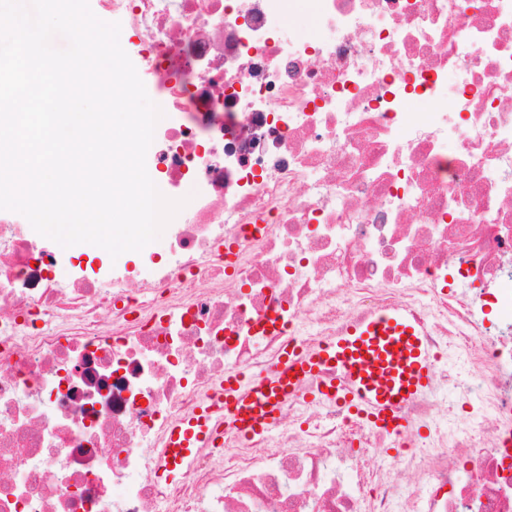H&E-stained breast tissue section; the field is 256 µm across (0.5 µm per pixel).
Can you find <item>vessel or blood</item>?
<instances>
[{
    "label": "vessel or blood",
    "mask_w": 512,
    "mask_h": 512,
    "mask_svg": "<svg viewBox=\"0 0 512 512\" xmlns=\"http://www.w3.org/2000/svg\"><path fill=\"white\" fill-rule=\"evenodd\" d=\"M433 385L421 322L403 309L379 308L314 350L285 347L272 375L225 377L222 412L204 405L172 425L157 475L178 482L196 449L212 444L220 427L246 438L269 436L281 405L293 398L333 401L365 415L374 428L397 431L409 423L403 407Z\"/></svg>",
    "instance_id": "obj_1"
}]
</instances>
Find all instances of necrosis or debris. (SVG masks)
Returning <instances> with one entry per match:
<instances>
[{
    "label": "necrosis or debris",
    "mask_w": 512,
    "mask_h": 512,
    "mask_svg": "<svg viewBox=\"0 0 512 512\" xmlns=\"http://www.w3.org/2000/svg\"><path fill=\"white\" fill-rule=\"evenodd\" d=\"M299 1L100 0L173 114L147 172L192 207L133 268L0 213V512H512V0H307L295 37ZM391 305L455 406L387 433L291 399L272 442L156 478L225 375ZM286 30L300 36H310L315 32L313 17L305 8L287 16L285 20Z\"/></svg>",
    "instance_id": "obj_1"
}]
</instances>
